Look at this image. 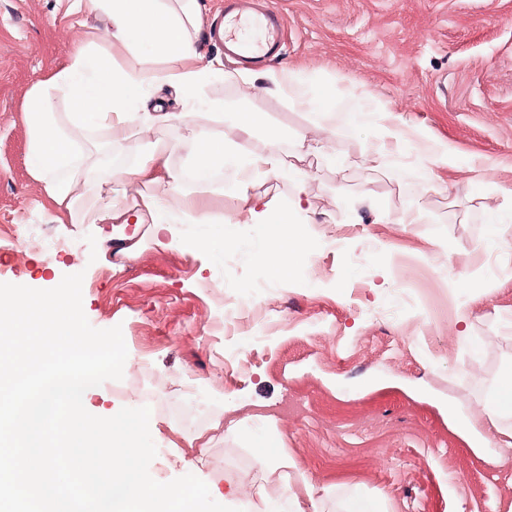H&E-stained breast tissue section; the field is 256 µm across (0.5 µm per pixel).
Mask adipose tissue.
Masks as SVG:
<instances>
[{
	"mask_svg": "<svg viewBox=\"0 0 512 512\" xmlns=\"http://www.w3.org/2000/svg\"><path fill=\"white\" fill-rule=\"evenodd\" d=\"M108 23L109 51L88 45L79 46L67 64L28 91L24 120L30 130L26 165L43 184V190L57 212L74 213L77 206L75 187L94 184L102 168L112 158L111 144L89 148L75 135V128L108 130L133 125L145 129L157 125L181 126L192 122L188 112H168L163 104L147 107L151 91L168 84L192 91L215 73L214 63H203L195 34L201 25L198 0H92ZM137 46L150 58L162 61L159 69L113 65L111 52ZM266 84L284 99L301 106L309 115L319 116L331 109L336 91L317 83L301 67L266 72ZM71 103L72 112L58 115L56 98ZM360 122L382 128L383 134L364 155L366 164L389 166L390 154L415 151L426 163L447 162L448 154L438 143L421 136H410L392 123L391 113L374 107H359L354 114ZM242 135L235 144H227L223 134L202 127L188 156V170L195 184L211 185L216 173L230 162H237L235 184L244 204L247 222L263 227L261 261L276 276L290 275L305 258L307 238L302 224L288 214L274 211L270 202L250 195L258 181L286 177L304 186L306 172L288 163L280 150L278 128H268L262 151L248 147V137L260 124L255 112L239 113ZM178 142L157 139L149 143L128 139L121 150L128 158L127 167L113 171L122 191L98 199L87 219L105 214L115 220L126 217L130 194H137L150 221L155 244L180 242L179 227L185 223L208 224L213 220L201 198L188 192L184 179L172 171L169 158L178 150ZM512 414V368L497 381L488 401L477 413L490 436L500 435L499 421Z\"/></svg>",
	"mask_w": 512,
	"mask_h": 512,
	"instance_id": "adipose-tissue-1",
	"label": "adipose tissue"
}]
</instances>
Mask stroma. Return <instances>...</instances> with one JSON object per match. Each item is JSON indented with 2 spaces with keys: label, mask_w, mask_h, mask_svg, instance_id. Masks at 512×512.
<instances>
[{
  "label": "stroma",
  "mask_w": 512,
  "mask_h": 512,
  "mask_svg": "<svg viewBox=\"0 0 512 512\" xmlns=\"http://www.w3.org/2000/svg\"><path fill=\"white\" fill-rule=\"evenodd\" d=\"M280 10L285 47L272 68L303 67L347 94L330 114L326 156L307 157L302 211L287 179L253 194L301 222L307 263L254 301L277 312L269 339L224 333V254L256 251L263 229L239 223L238 191L204 192L224 225L187 224L185 245L151 243L127 224L136 258L108 251L112 221L57 224L28 171L22 107L33 84L61 68L78 42L106 46L90 0H0V283L56 287L83 273V310L98 329L121 326L134 368L93 387L87 409L141 406L152 383L151 476L231 481L243 494L215 501L236 512H273L260 496L259 450L287 455L314 489L304 512H512V447L473 421L501 371L512 366V271L488 275L486 245L512 218V0H250L247 13ZM171 112L223 104L208 122L239 139L238 113H261L295 161L300 107L275 91L216 76L195 97L162 86ZM394 113L446 146L448 164L422 163L402 180L359 165L375 128L350 120L355 101ZM489 167L478 178L477 165ZM419 209L417 224L400 223ZM226 244H219L220 234ZM344 248L330 250V236ZM423 300L383 321L399 281ZM239 363L225 366L224 348Z\"/></svg>",
  "instance_id": "35a3bbf8"
}]
</instances>
